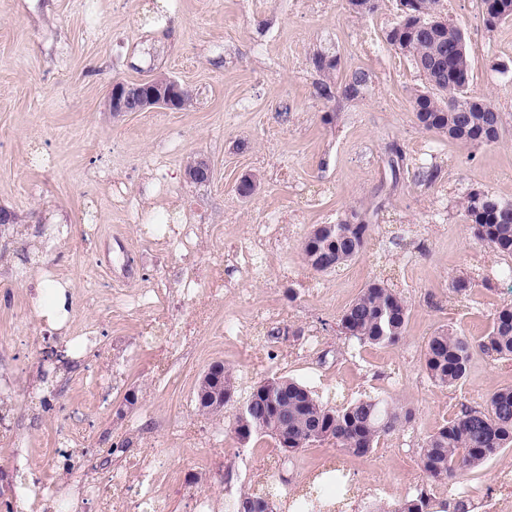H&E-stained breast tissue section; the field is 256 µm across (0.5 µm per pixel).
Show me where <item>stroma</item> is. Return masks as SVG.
<instances>
[{
    "label": "stroma",
    "instance_id": "obj_1",
    "mask_svg": "<svg viewBox=\"0 0 512 512\" xmlns=\"http://www.w3.org/2000/svg\"><path fill=\"white\" fill-rule=\"evenodd\" d=\"M472 64L471 96L502 116L497 142L470 148L423 129L412 91L423 78L385 34L396 0L362 17L346 0H0V394L17 432L0 426V491L32 479L69 480L135 433L169 458L161 486L169 512H189L188 495L223 500L225 486L281 492L336 444L316 443L266 469L277 455L267 437L239 446L236 409L195 407L204 372L220 362L308 385L340 404L368 395L412 409L404 431L364 457L345 459L352 486L343 512L395 502L420 484V448L462 405L512 386V360L473 348L465 382L449 389L423 370L425 343L438 331L487 336L512 303V256L480 243L460 212L473 190L512 201V21L487 27L481 0H445ZM337 59L317 71L314 55ZM365 71L358 96L343 90ZM167 76L190 89L180 110H108L113 81ZM334 99L316 95L322 81ZM396 142L405 158L391 167ZM211 167L192 181L191 164ZM434 166V183L418 181ZM258 178L250 197L244 174ZM68 223L63 249L38 247L46 215ZM366 218L365 250L338 271L317 273L301 241L318 224ZM74 283L69 333H50L32 298L42 273ZM224 296L209 302L213 278ZM470 277L460 297L450 283ZM399 291L410 309L396 345L350 348L336 328L343 309L372 281ZM209 302L208 322L192 316ZM252 319L248 336L222 333L226 316ZM289 337L272 338L273 328ZM87 433L69 459L58 450L69 426ZM239 457L226 484L184 444L185 428ZM512 448L470 471L474 512H489L494 472Z\"/></svg>",
    "mask_w": 512,
    "mask_h": 512
}]
</instances>
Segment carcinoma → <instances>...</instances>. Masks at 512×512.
<instances>
[{"mask_svg": "<svg viewBox=\"0 0 512 512\" xmlns=\"http://www.w3.org/2000/svg\"><path fill=\"white\" fill-rule=\"evenodd\" d=\"M493 26L512 19V0H482ZM441 0H420L419 17L410 28L434 13L441 12ZM460 28L422 30L405 34L400 48L426 75L427 68L440 72L436 85L423 84L412 97V109L423 128L470 147H480L479 124L501 123V115L472 113V123L462 120L456 111L465 99L471 76L468 49L450 51L458 40ZM463 219L472 225L475 237L500 255L512 256V202H505L481 191H472L461 203ZM369 224H319L302 241L307 264L315 271L336 270L359 256L368 244ZM409 307L402 295L381 281L364 288L342 311L338 319L340 333L359 345H396L405 336ZM473 342L457 330H441L429 337L423 368L428 378L440 387L460 385L467 373ZM498 360H512V304L496 313L492 330L478 344ZM238 405L233 424L241 444L259 436H268L284 457L314 443L332 441L341 451L364 456L380 438L402 430L412 420V411L392 400L366 396L347 404L331 406L323 402L307 385L277 375L256 382L245 397L238 394L233 371L224 368V392L219 397H202L198 409L219 413L227 405ZM512 448V387L494 392L482 408L466 407L441 426L424 442L420 468L425 485L408 492L396 502L374 503L370 512H436L447 508L436 501L432 487L460 481L465 473ZM348 485L339 469L329 470L314 481L310 491L296 505L298 512H311L314 497L334 494L341 500ZM271 490L245 492L233 503L231 512H273Z\"/></svg>", "mask_w": 512, "mask_h": 512, "instance_id": "obj_1", "label": "carcinoma"}]
</instances>
